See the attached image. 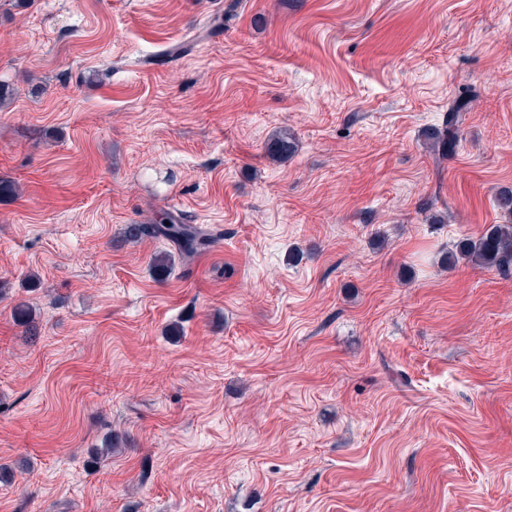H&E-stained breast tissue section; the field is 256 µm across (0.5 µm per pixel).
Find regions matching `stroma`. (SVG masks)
Masks as SVG:
<instances>
[{
  "instance_id": "35a3bbf8",
  "label": "stroma",
  "mask_w": 512,
  "mask_h": 512,
  "mask_svg": "<svg viewBox=\"0 0 512 512\" xmlns=\"http://www.w3.org/2000/svg\"><path fill=\"white\" fill-rule=\"evenodd\" d=\"M226 2L0 0V512H512V0ZM471 98H460L452 102L448 108L441 128H434L425 133L429 141L431 152L440 161L452 153L459 134V126L463 121V112H466L471 104ZM295 147V139L288 130L280 131L268 145V157L273 161L282 160L291 155ZM495 205L508 220L506 224H492L476 239H463L456 251H448L445 260L455 265L464 261L500 273L512 272V188L496 192ZM168 222V225H165ZM222 234L203 230L193 224H184L172 214L158 211L148 222L127 224L123 232L125 243H139L144 239H162L175 250L183 263L192 262L201 252L212 246Z\"/></svg>"
}]
</instances>
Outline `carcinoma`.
Returning <instances> with one entry per match:
<instances>
[{
	"label": "carcinoma",
	"instance_id": "1",
	"mask_svg": "<svg viewBox=\"0 0 512 512\" xmlns=\"http://www.w3.org/2000/svg\"><path fill=\"white\" fill-rule=\"evenodd\" d=\"M471 99L460 98L448 108L442 127L425 133L430 150L441 160L452 153L463 121V112L470 107ZM294 137L284 130L279 132L268 145V157L273 161L282 160L295 150ZM495 205L508 220L504 224H492L476 239L462 240L458 248L448 252L445 260L455 265L462 261L481 268L495 269L500 273L512 272V188H503L496 192ZM221 233L203 230L193 224H185L172 214L158 211L148 222L126 225L123 240L126 243H139L144 239H162L167 241L174 252L155 253L154 262L163 273H170L175 258L183 263L192 262L201 252L212 246Z\"/></svg>",
	"mask_w": 512,
	"mask_h": 512
}]
</instances>
